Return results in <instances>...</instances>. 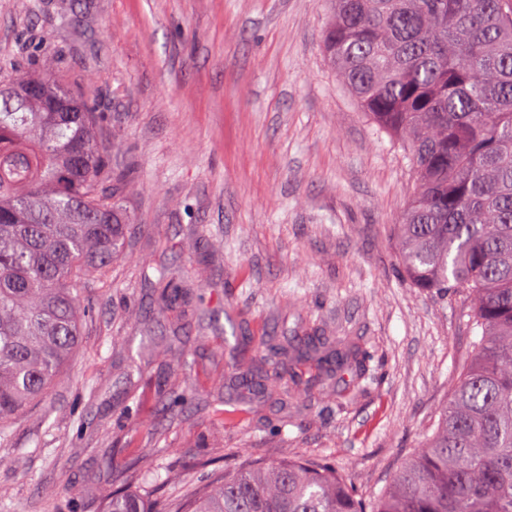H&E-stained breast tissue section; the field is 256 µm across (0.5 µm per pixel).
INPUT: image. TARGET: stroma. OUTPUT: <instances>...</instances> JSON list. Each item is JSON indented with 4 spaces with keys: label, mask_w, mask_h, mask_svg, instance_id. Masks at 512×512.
I'll return each mask as SVG.
<instances>
[{
    "label": "stroma",
    "mask_w": 512,
    "mask_h": 512,
    "mask_svg": "<svg viewBox=\"0 0 512 512\" xmlns=\"http://www.w3.org/2000/svg\"><path fill=\"white\" fill-rule=\"evenodd\" d=\"M327 17L326 0H0V73L49 71L94 107L137 217L125 259L81 292L61 377L0 435V512L178 499L215 468L296 459L332 460L369 497L433 434L475 340L467 302L402 270L413 170L325 59ZM169 263L182 323L144 284ZM230 325L258 356L271 338L352 342L367 376L308 395L284 378L241 410ZM189 385L204 400H164Z\"/></svg>",
    "instance_id": "35a3bbf8"
}]
</instances>
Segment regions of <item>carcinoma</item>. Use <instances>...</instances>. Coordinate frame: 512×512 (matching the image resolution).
I'll return each instance as SVG.
<instances>
[{"instance_id": "carcinoma-1", "label": "carcinoma", "mask_w": 512, "mask_h": 512, "mask_svg": "<svg viewBox=\"0 0 512 512\" xmlns=\"http://www.w3.org/2000/svg\"><path fill=\"white\" fill-rule=\"evenodd\" d=\"M328 62L361 107L407 147L416 175L398 225L411 282L469 299L480 339L425 438L373 498L325 460L229 472L174 507L131 491L103 512H512V0H332ZM43 83L39 95L24 83ZM97 139V116L55 78L0 77V429L42 400L78 346L81 288L122 255L131 213ZM187 303L169 266L151 283ZM314 366L312 389L365 376L358 350L321 336L269 349L231 402Z\"/></svg>"}]
</instances>
